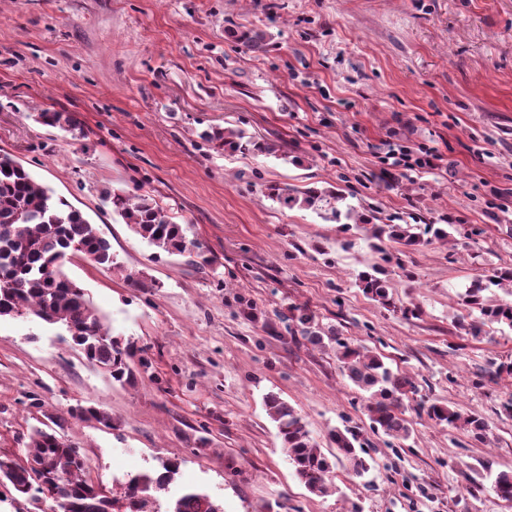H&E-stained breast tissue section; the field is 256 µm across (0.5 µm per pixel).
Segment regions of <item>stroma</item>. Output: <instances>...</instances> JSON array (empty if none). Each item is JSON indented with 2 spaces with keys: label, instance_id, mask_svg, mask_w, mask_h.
I'll return each instance as SVG.
<instances>
[{
  "label": "stroma",
  "instance_id": "obj_1",
  "mask_svg": "<svg viewBox=\"0 0 512 512\" xmlns=\"http://www.w3.org/2000/svg\"><path fill=\"white\" fill-rule=\"evenodd\" d=\"M265 33L253 53L233 30ZM66 112L72 130L37 122ZM231 127L282 155L230 154L209 142ZM433 148L435 167L385 169L390 145ZM0 151L96 224L121 270L80 257L65 273L113 336L149 366L120 384L63 329L0 319V454L24 457L32 427L99 404L111 426L71 420L67 435L92 476L179 468L161 512L185 489L224 512H512L482 478L512 471V332L458 329L470 282L512 267V0H0ZM277 184L336 187L375 223L414 213L458 224L453 243L409 253L388 243L395 309L369 299L365 242L340 246L337 223L280 210ZM150 195L187 225L209 265L149 245L107 198ZM308 305L411 376L426 402L482 415L486 442L408 403L409 439L373 433L364 394L331 349L305 344L275 314ZM411 315H404V308ZM274 392L330 450V430L359 426L364 477L335 466L338 493H309L263 399Z\"/></svg>",
  "mask_w": 512,
  "mask_h": 512
}]
</instances>
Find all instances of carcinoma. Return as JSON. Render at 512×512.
<instances>
[{
    "label": "carcinoma",
    "mask_w": 512,
    "mask_h": 512,
    "mask_svg": "<svg viewBox=\"0 0 512 512\" xmlns=\"http://www.w3.org/2000/svg\"><path fill=\"white\" fill-rule=\"evenodd\" d=\"M229 35L247 50L261 53L266 49L260 31H231ZM37 120L50 126H77V120L65 112H41ZM206 137L219 141L224 151L231 154L278 152L274 145L247 137L241 130L217 127ZM266 196L282 210L312 208L328 221L347 219L341 225L342 231H356L372 250L382 254L386 263L392 257L380 245L385 238L415 251L435 241L446 242L457 230L455 224H419L410 213L396 216V224L371 226L357 207L346 202V197L334 188L297 190L269 185ZM109 201L112 213L150 245L179 255L200 249L197 240L188 237L186 225L174 222L150 196L118 191L112 193ZM70 256H81L114 270L122 269L96 225L65 199L54 197L53 190L40 183L22 163L8 153H0V317L39 319L63 328L90 362L114 381L132 384L138 374L137 347L112 336L84 289L66 276L63 265ZM390 275L392 270L375 265L358 274V286L372 300L391 307L394 302L388 291ZM491 287L512 296V268L498 269L475 279L459 295L461 304L480 311V317L462 319L457 324L474 338L485 335L489 323L502 331H512V299L495 306L484 304L483 293ZM275 317L292 335H300L311 346L335 351L344 377L367 393L366 410L372 430L396 440L411 436V422L403 406L404 399L416 392L410 376L392 372L375 352L340 337L306 308L292 306L286 313L275 312ZM264 402L300 483L316 496L335 493L333 465L310 438L301 415L276 393L267 394ZM426 413L430 419L459 428L480 442L485 440L486 425L477 414L436 402L427 407ZM69 416L92 418L112 427L111 414L92 405L73 408ZM66 423L65 418L58 417L53 429L32 428L26 459L18 461L0 456V487L13 499H23L32 505L45 498L52 499L58 512H121L123 508L158 512L156 493L167 490L174 481L176 464L168 462L163 464L161 472H143L130 478L127 503L123 504L116 497L108 496L102 484L91 477L79 449L61 434ZM360 437L361 432L353 428L336 429L330 434L336 460L346 461L352 474L361 478L371 465L356 449ZM493 489L500 498L512 500V472L496 473ZM169 512H222V509L209 494L186 490Z\"/></svg>",
    "instance_id": "1"
}]
</instances>
